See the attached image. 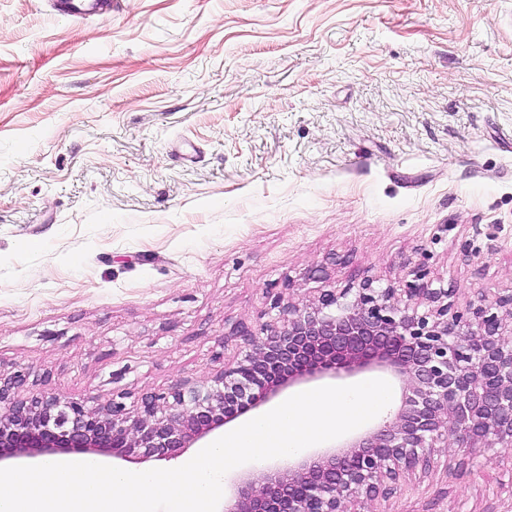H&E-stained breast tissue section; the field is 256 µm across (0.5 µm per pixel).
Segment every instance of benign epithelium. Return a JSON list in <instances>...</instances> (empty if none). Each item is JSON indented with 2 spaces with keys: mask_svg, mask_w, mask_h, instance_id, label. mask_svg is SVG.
I'll return each mask as SVG.
<instances>
[{
  "mask_svg": "<svg viewBox=\"0 0 512 512\" xmlns=\"http://www.w3.org/2000/svg\"><path fill=\"white\" fill-rule=\"evenodd\" d=\"M401 288L358 284L317 299L272 298L271 319L224 334L239 358L207 381L185 378L127 408L15 389L0 378V467L70 451L144 462L178 457L282 390L325 377L380 370L404 384L394 416L305 455L236 473L218 512H350L363 497L394 493L402 471H426L432 452L456 435L457 451L512 447V291L480 294L464 310L453 290L419 270Z\"/></svg>",
  "mask_w": 512,
  "mask_h": 512,
  "instance_id": "7a95c632",
  "label": "benign epithelium"
}]
</instances>
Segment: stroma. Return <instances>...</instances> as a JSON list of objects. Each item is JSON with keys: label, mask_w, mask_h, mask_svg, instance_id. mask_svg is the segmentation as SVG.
Returning <instances> with one entry per match:
<instances>
[{"label": "stroma", "mask_w": 512, "mask_h": 512, "mask_svg": "<svg viewBox=\"0 0 512 512\" xmlns=\"http://www.w3.org/2000/svg\"><path fill=\"white\" fill-rule=\"evenodd\" d=\"M512 288V0H0V374L204 380L273 295ZM375 512H512V448ZM58 10L69 16L73 17H91L100 13L104 8V3L96 0H60Z\"/></svg>", "instance_id": "stroma-1"}]
</instances>
